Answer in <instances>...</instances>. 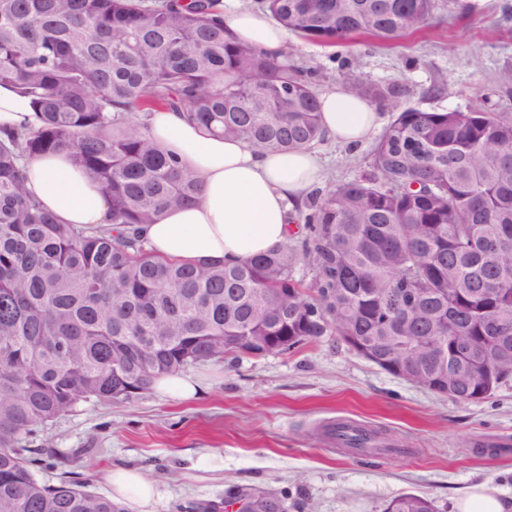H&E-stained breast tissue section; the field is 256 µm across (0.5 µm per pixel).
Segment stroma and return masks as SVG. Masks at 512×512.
I'll return each instance as SVG.
<instances>
[{"label":"stroma","instance_id":"1","mask_svg":"<svg viewBox=\"0 0 512 512\" xmlns=\"http://www.w3.org/2000/svg\"><path fill=\"white\" fill-rule=\"evenodd\" d=\"M426 31L394 44L324 47L289 36L292 63L324 91L354 83L408 88L401 106L512 112L499 76L512 70V0H436ZM375 138L357 149L316 143L325 184L358 178ZM202 393L179 400L149 390L126 402L79 405L30 437L47 465L44 483L76 473L111 496L107 470L143 469L161 491L152 512H384L406 494L455 512L481 482L512 497V382L484 401L452 398L394 376L325 334L300 349L190 365ZM344 421L376 430L365 461L330 441Z\"/></svg>","mask_w":512,"mask_h":512}]
</instances>
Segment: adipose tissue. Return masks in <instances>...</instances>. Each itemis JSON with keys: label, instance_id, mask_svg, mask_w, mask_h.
Returning <instances> with one entry per match:
<instances>
[{"label": "adipose tissue", "instance_id": "1", "mask_svg": "<svg viewBox=\"0 0 512 512\" xmlns=\"http://www.w3.org/2000/svg\"><path fill=\"white\" fill-rule=\"evenodd\" d=\"M232 37L269 58H280L288 33L267 12L234 7L224 14ZM320 123L326 136L348 148L374 132L380 115L374 104L336 86L319 96ZM38 110L29 96L11 84L0 85V136L35 129ZM151 136L192 169L202 184L193 206L163 213L142 227L150 249L160 257L186 262L234 263L284 245L288 218L296 202L324 180L323 166L309 149L259 153L241 139L207 134L184 113L151 112ZM27 186L59 223L95 228L106 224L108 203L100 184L64 153L25 163ZM107 479L116 498L131 512H150L158 486L136 468H118ZM457 512H512V500L486 483L470 487Z\"/></svg>", "mask_w": 512, "mask_h": 512}]
</instances>
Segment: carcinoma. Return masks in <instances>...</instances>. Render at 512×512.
Instances as JSON below:
<instances>
[{"label":"carcinoma","mask_w":512,"mask_h":512,"mask_svg":"<svg viewBox=\"0 0 512 512\" xmlns=\"http://www.w3.org/2000/svg\"><path fill=\"white\" fill-rule=\"evenodd\" d=\"M325 46L423 30L435 0H259ZM235 41L219 0H0V83L33 97L42 124L0 139V512H123L71 479L48 486L25 445L92 399L130 400L163 374L248 350L285 353L330 331L378 366L461 404L512 377V113L396 105L398 85L351 92L397 112L358 178L316 188L288 244L235 265L153 254L140 227L193 203L199 180L145 117L184 112L259 152L324 140L313 82ZM66 150L102 186L109 224H60L24 164ZM509 326L501 343L495 324ZM495 362L448 374L449 337ZM362 448L375 432L339 424ZM385 512H437L409 494Z\"/></svg>","instance_id":"carcinoma-1"}]
</instances>
